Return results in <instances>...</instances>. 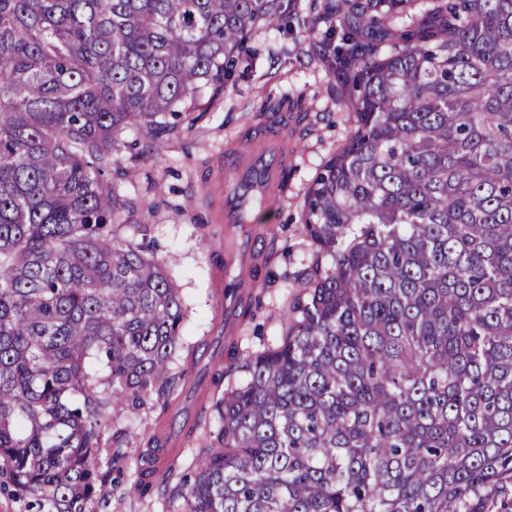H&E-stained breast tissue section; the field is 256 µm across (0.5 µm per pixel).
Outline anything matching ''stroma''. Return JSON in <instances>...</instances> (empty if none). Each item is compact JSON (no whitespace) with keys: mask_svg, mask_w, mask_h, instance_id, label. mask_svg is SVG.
<instances>
[{"mask_svg":"<svg viewBox=\"0 0 512 512\" xmlns=\"http://www.w3.org/2000/svg\"><path fill=\"white\" fill-rule=\"evenodd\" d=\"M332 0H284L285 15L273 25L253 30L249 71L221 90L204 88L198 108L188 111L175 129L161 132L163 149L131 157L117 152L127 177L114 176L118 192L133 210L115 226L119 238L153 243L158 257L180 287L189 310L184 336L191 344L222 335L224 287L231 276L224 262L233 238L224 234L212 207L220 194L214 160L226 145L260 133L268 102L289 97L288 171L283 187L268 206L251 215L265 246L256 294L262 306L255 320H243L233 337L243 352L276 345L282 319L300 292L311 263V243L303 229V210L315 174L347 142L354 117L339 103L341 88L330 70L321 34L331 27L326 7ZM318 36H308L309 27ZM129 434L124 447L128 478H135L143 440L169 435L168 422L146 405L131 418L119 419Z\"/></svg>","mask_w":512,"mask_h":512,"instance_id":"1","label":"stroma"}]
</instances>
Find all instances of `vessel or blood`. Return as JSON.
<instances>
[{
  "label": "vessel or blood",
  "mask_w": 512,
  "mask_h": 512,
  "mask_svg": "<svg viewBox=\"0 0 512 512\" xmlns=\"http://www.w3.org/2000/svg\"><path fill=\"white\" fill-rule=\"evenodd\" d=\"M288 117L273 115L259 137H242L224 155V199L222 217L225 232L243 223L245 199L252 194L270 198L288 170V153L283 145L284 125ZM258 242L248 237L238 250L227 256L228 264L238 266L242 279L255 270Z\"/></svg>",
  "instance_id": "b4317fda"
}]
</instances>
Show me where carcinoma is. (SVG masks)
I'll list each match as a JSON object with an SVG mask.
<instances>
[{
	"mask_svg": "<svg viewBox=\"0 0 512 512\" xmlns=\"http://www.w3.org/2000/svg\"><path fill=\"white\" fill-rule=\"evenodd\" d=\"M336 0L355 128L314 178L313 255L280 342L212 373L173 512H512V0ZM282 0H0V491L109 507L122 414L184 391L164 263L114 234L128 131L231 77ZM405 16L395 34L387 27ZM246 375L222 389L232 372ZM107 457L106 465L100 464Z\"/></svg>",
	"mask_w": 512,
	"mask_h": 512,
	"instance_id": "obj_1",
	"label": "carcinoma"
}]
</instances>
